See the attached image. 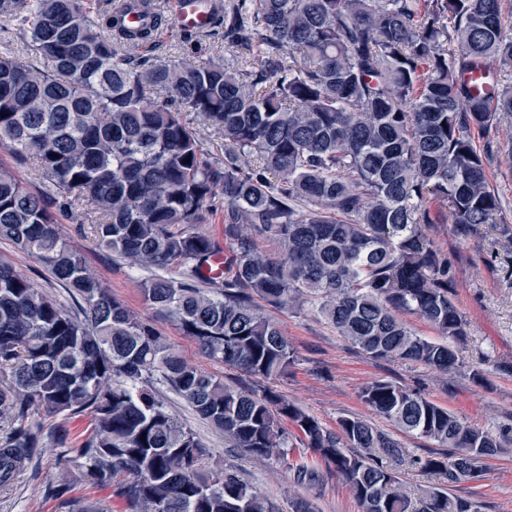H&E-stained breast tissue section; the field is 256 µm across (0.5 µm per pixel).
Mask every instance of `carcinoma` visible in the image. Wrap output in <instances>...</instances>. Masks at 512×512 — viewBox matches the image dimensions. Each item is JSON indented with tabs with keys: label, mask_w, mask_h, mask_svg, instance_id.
I'll use <instances>...</instances> for the list:
<instances>
[{
	"label": "carcinoma",
	"mask_w": 512,
	"mask_h": 512,
	"mask_svg": "<svg viewBox=\"0 0 512 512\" xmlns=\"http://www.w3.org/2000/svg\"><path fill=\"white\" fill-rule=\"evenodd\" d=\"M502 15V0H225L206 32L233 62L198 63L135 53L164 22L155 0H107L96 13L85 0H0V21L18 24L35 59L0 57V146L51 180L65 207L93 213L99 247L177 270L144 279L143 298L208 359L264 380L295 362L257 296L310 303L367 358L447 382L466 332L448 258L425 227L432 201L462 236L500 211L486 161L512 88L498 84L489 106L460 75L512 65ZM197 120L224 137V163L207 158ZM218 207L236 250L231 271L212 279L202 269L222 246L197 225ZM0 239L82 300L74 312L0 260V488L46 447L36 416L87 415L83 440L61 434L56 445L83 480L112 486L125 512H275L236 474L204 467V445L156 383L257 460L290 455L291 422L361 512H478L436 486L413 498L390 462L409 456L451 486L478 480L482 461L512 444L392 380L368 382L361 400L440 451L412 457L362 419L328 430L269 387L224 383L112 297L63 240L46 197L4 171ZM402 313L442 340L417 335ZM288 472L309 490L324 482L305 461Z\"/></svg>",
	"instance_id": "1"
}]
</instances>
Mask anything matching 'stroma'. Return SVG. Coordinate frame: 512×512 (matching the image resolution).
<instances>
[{
	"label": "stroma",
	"instance_id": "35a3bbf8",
	"mask_svg": "<svg viewBox=\"0 0 512 512\" xmlns=\"http://www.w3.org/2000/svg\"><path fill=\"white\" fill-rule=\"evenodd\" d=\"M140 53L166 61L202 62L232 56L217 38L204 35L198 42L183 43L179 30L170 25ZM498 125L497 143L487 163L490 185L502 202L493 223L480 225L463 238L451 224L446 207L436 201L429 204L432 222L427 233L448 259L455 303L466 323L467 336L458 347L464 367L453 380L442 381L420 365L366 358L311 306L288 309L261 303L262 312L279 326L296 355L288 371L272 381V389L327 429H335L337 420L347 415L389 429V422L360 398L361 388L378 379L418 389L430 401L480 430L496 433L512 427V237L507 234L512 228V115L501 116ZM55 214L64 240L82 255L91 273L133 314L152 324L187 362L224 381L261 387V380L209 360L176 323L151 308L140 291L145 270L98 247L84 211L59 208ZM0 259L10 262L36 287L71 304L63 286L51 279L37 260L10 242L0 241ZM476 370L483 373V380H473ZM161 395L179 421L203 438L208 450L207 466L236 472L278 512H293V504L300 497L310 502L314 512H360L341 479L328 477L319 490L297 487L289 476L286 460L260 462L228 447L223 434L200 421L178 394L165 388ZM63 479L71 484V498L95 505L101 512H124L123 502L113 497L111 487L81 482L76 462L66 460L52 446L35 458L9 489L0 490V512H68V504L44 494L47 484ZM451 492L478 502L481 512H512V451L486 458L481 481L453 485Z\"/></svg>",
	"mask_w": 512,
	"mask_h": 512
}]
</instances>
